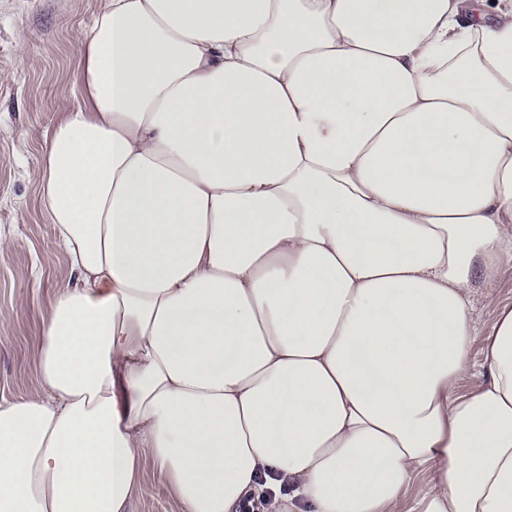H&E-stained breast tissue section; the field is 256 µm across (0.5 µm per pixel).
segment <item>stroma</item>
<instances>
[{
    "label": "stroma",
    "mask_w": 512,
    "mask_h": 512,
    "mask_svg": "<svg viewBox=\"0 0 512 512\" xmlns=\"http://www.w3.org/2000/svg\"><path fill=\"white\" fill-rule=\"evenodd\" d=\"M101 0H0V401L37 391L31 362L42 317L69 263L39 200L50 126L79 103L77 38ZM133 512H182L146 469Z\"/></svg>",
    "instance_id": "stroma-1"
}]
</instances>
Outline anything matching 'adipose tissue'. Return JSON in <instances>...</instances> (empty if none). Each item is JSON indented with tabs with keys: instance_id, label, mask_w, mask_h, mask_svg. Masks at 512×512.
I'll return each instance as SVG.
<instances>
[{
	"instance_id": "ef3b65f1",
	"label": "adipose tissue",
	"mask_w": 512,
	"mask_h": 512,
	"mask_svg": "<svg viewBox=\"0 0 512 512\" xmlns=\"http://www.w3.org/2000/svg\"><path fill=\"white\" fill-rule=\"evenodd\" d=\"M78 54L0 512L146 463L183 512H512V0H104ZM512 305V269L507 270L495 288L485 293L477 302V316L483 329L490 328L499 307Z\"/></svg>"
}]
</instances>
